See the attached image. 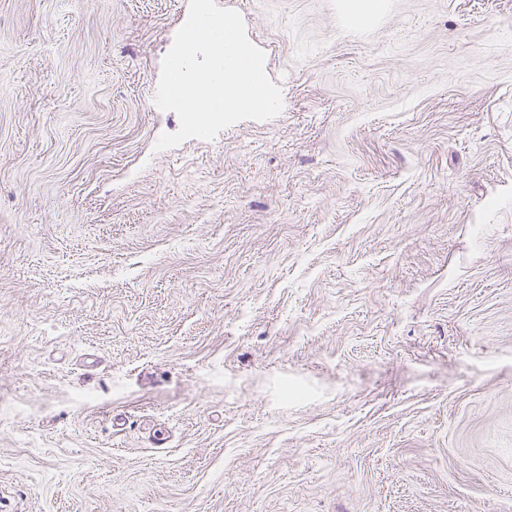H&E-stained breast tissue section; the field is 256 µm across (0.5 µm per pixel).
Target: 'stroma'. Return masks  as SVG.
I'll use <instances>...</instances> for the list:
<instances>
[{
    "mask_svg": "<svg viewBox=\"0 0 512 512\" xmlns=\"http://www.w3.org/2000/svg\"><path fill=\"white\" fill-rule=\"evenodd\" d=\"M341 2L159 151L189 0H0V512H512V0Z\"/></svg>",
    "mask_w": 512,
    "mask_h": 512,
    "instance_id": "obj_1",
    "label": "stroma"
}]
</instances>
